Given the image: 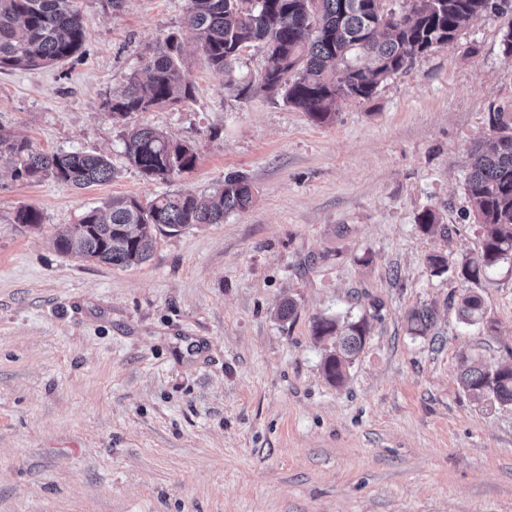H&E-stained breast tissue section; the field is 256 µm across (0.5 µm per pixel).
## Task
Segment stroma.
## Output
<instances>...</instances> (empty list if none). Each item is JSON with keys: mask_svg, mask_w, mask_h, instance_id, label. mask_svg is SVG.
Segmentation results:
<instances>
[{"mask_svg": "<svg viewBox=\"0 0 512 512\" xmlns=\"http://www.w3.org/2000/svg\"><path fill=\"white\" fill-rule=\"evenodd\" d=\"M76 2L83 55L0 73V129L106 154L119 173L86 189L16 181L0 156V512H512V407L460 384L464 355L512 366V263L456 273L481 250L470 149L512 113V6L317 125L225 87L185 28L187 0ZM172 31L193 99L112 122L103 99ZM135 124L191 144L195 168L167 183L126 168ZM235 174L251 207L158 236L139 266L55 247L112 198L204 195ZM24 206L39 228L16 223ZM427 209L449 235L421 231ZM436 252L451 271L432 273ZM465 293L486 325L460 322L450 300ZM425 304L437 324L412 335ZM325 317L369 324L340 385L322 371L331 340L313 334Z\"/></svg>", "mask_w": 512, "mask_h": 512, "instance_id": "1", "label": "stroma"}]
</instances>
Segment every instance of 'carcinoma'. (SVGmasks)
<instances>
[{
	"instance_id": "obj_1",
	"label": "carcinoma",
	"mask_w": 512,
	"mask_h": 512,
	"mask_svg": "<svg viewBox=\"0 0 512 512\" xmlns=\"http://www.w3.org/2000/svg\"><path fill=\"white\" fill-rule=\"evenodd\" d=\"M385 0H188L184 24L196 38L207 67L227 87L245 94L251 81L233 64L254 43L266 50L261 89L324 124L333 121L336 100L368 99L388 77L409 69L413 60L452 41L464 28L508 5L509 0H414L409 9L385 10ZM86 25L75 0H0V72L56 65L83 52ZM142 69L102 110L120 123L134 112H147L194 96L183 79V43L171 32L147 48ZM499 138L487 150L472 152L465 191L482 233L480 254L466 261L461 273L476 280L481 273L512 261V123L497 113ZM12 160L11 177L53 180L84 189L111 180L117 169L105 156L88 152L47 153L27 139L0 133V155ZM125 166L144 178L168 182L192 170L194 149L154 127L125 129ZM251 184L231 175L200 198L173 191L145 202L115 197L105 209L93 207L55 238L64 254L126 269L147 261L157 233H182L189 227L220 224L228 214L249 208ZM15 221L37 228L40 211L17 210ZM466 324L483 319L479 296L464 294L457 302ZM436 312L413 309L410 331L425 334ZM314 335L330 338L334 350L323 362L328 381L340 383L366 342L365 319L339 325L332 318L316 321ZM464 391L478 402L512 406V368L472 360L462 370Z\"/></svg>"
}]
</instances>
